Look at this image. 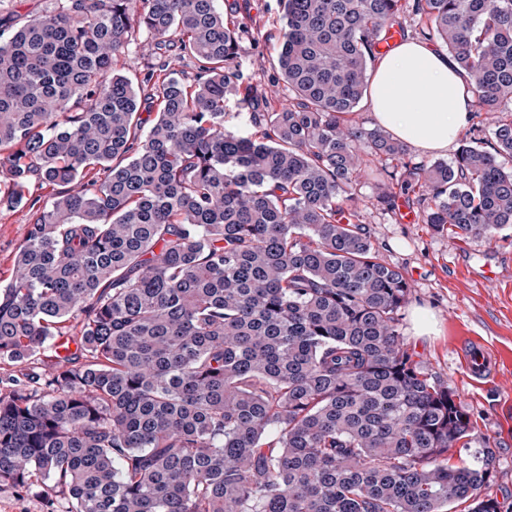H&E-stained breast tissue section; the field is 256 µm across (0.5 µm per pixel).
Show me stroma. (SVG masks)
Returning <instances> with one entry per match:
<instances>
[{
    "label": "stroma",
    "mask_w": 512,
    "mask_h": 512,
    "mask_svg": "<svg viewBox=\"0 0 512 512\" xmlns=\"http://www.w3.org/2000/svg\"><path fill=\"white\" fill-rule=\"evenodd\" d=\"M235 17L250 37L240 44L236 63L245 84L265 91L271 107L287 105L290 93L276 80L271 61L276 55L283 19L278 0H236ZM150 39L139 34L120 59L128 73L150 68ZM154 68V67H151ZM156 76L175 72L193 79L190 58L170 53ZM27 200L9 207L0 204V281L12 273L15 254L33 224L38 209L57 193L56 188L32 178ZM379 192L372 173H364L359 207L381 257L402 270L411 283L408 304L400 312L398 331L425 371L448 384L470 413L475 428L468 444L448 450L452 464L470 459L483 444L495 452L494 478L489 494L512 512V225L492 241L456 239L450 232H434L429 225L407 224L376 203ZM433 321L430 335H415L414 312ZM479 342L496 356V372L472 383L462 368L458 349ZM66 501L54 490L25 492L0 487V512H64Z\"/></svg>",
    "instance_id": "35a3bbf8"
}]
</instances>
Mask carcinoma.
<instances>
[{"label":"carcinoma","mask_w":512,"mask_h":512,"mask_svg":"<svg viewBox=\"0 0 512 512\" xmlns=\"http://www.w3.org/2000/svg\"><path fill=\"white\" fill-rule=\"evenodd\" d=\"M220 0H54L3 27L0 166L10 202L53 198L0 285V486L52 481L65 512H500L488 464H448L474 429L398 332L405 273L360 218L365 156L393 162L376 202L492 240L512 224V0H279L292 93L225 124L243 30ZM471 83L492 136L415 162L350 115L403 9ZM194 83L117 68L140 32ZM155 118L141 116L142 101ZM91 170L99 179L85 180ZM79 321L60 356L58 324Z\"/></svg>","instance_id":"cac0c4a2"}]
</instances>
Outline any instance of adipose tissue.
<instances>
[{"label":"adipose tissue","mask_w":512,"mask_h":512,"mask_svg":"<svg viewBox=\"0 0 512 512\" xmlns=\"http://www.w3.org/2000/svg\"><path fill=\"white\" fill-rule=\"evenodd\" d=\"M471 101L455 61L415 40L381 58L371 81L376 125L424 152L447 150L469 121Z\"/></svg>","instance_id":"ef3b65f1"}]
</instances>
